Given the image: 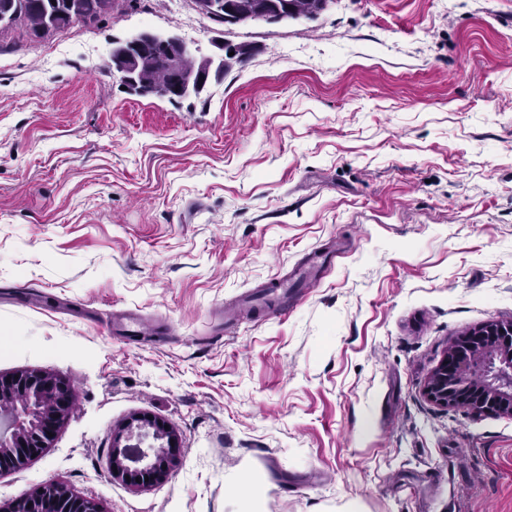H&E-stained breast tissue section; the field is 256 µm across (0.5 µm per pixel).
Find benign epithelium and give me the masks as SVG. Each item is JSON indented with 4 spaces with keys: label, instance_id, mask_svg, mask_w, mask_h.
Wrapping results in <instances>:
<instances>
[{
    "label": "benign epithelium",
    "instance_id": "1",
    "mask_svg": "<svg viewBox=\"0 0 512 512\" xmlns=\"http://www.w3.org/2000/svg\"><path fill=\"white\" fill-rule=\"evenodd\" d=\"M157 35L144 31L117 47L126 63L112 66V73L122 84H134L128 62L132 54L157 46ZM166 52L159 58L169 74L167 94L181 85L197 84L203 88L205 70L188 72L180 58L186 47L176 38L164 42ZM465 339L477 343L472 353L455 343L444 355L428 379L424 392L437 405L463 406L475 416H512V321L490 323L469 332ZM76 392L70 382L39 370H25L0 376V420L6 432L0 435V472L16 469L39 456L49 447L52 437L73 410ZM153 430L162 444L151 451H138L137 465L126 464L128 453L122 440H131L135 432ZM180 456L178 436L165 422L140 415L117 434L112 451V475L139 489L162 481L176 466ZM44 502L42 512H101L99 504L76 495L65 484L50 482L35 487L0 512H34L33 502Z\"/></svg>",
    "mask_w": 512,
    "mask_h": 512
}]
</instances>
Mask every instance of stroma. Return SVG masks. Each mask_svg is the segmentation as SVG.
I'll use <instances>...</instances> for the list:
<instances>
[{"label":"stroma","instance_id":"stroma-1","mask_svg":"<svg viewBox=\"0 0 512 512\" xmlns=\"http://www.w3.org/2000/svg\"><path fill=\"white\" fill-rule=\"evenodd\" d=\"M143 31L254 53L200 97H140L109 63ZM315 250L287 308L244 307ZM510 320L512 0L237 25L117 0L0 33V375L78 391L1 505L56 480L104 512H237L247 471L261 512H512V417L424 395L455 340ZM140 414L181 461L135 490L112 443Z\"/></svg>","mask_w":512,"mask_h":512}]
</instances>
